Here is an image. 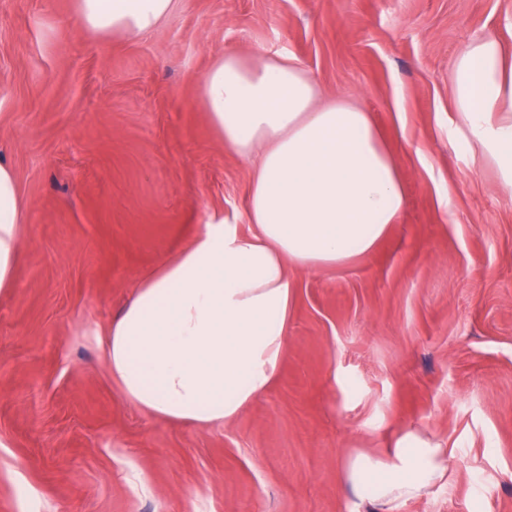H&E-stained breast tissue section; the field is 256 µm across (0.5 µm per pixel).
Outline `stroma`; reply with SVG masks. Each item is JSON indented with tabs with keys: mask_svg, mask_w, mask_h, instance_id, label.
<instances>
[{
	"mask_svg": "<svg viewBox=\"0 0 512 512\" xmlns=\"http://www.w3.org/2000/svg\"><path fill=\"white\" fill-rule=\"evenodd\" d=\"M74 4L0 0V159L29 206L0 294V512H368L344 467L409 429L448 475L400 512H512V190L448 91L472 38L512 55V0H176L131 37ZM226 52L293 55L357 101L406 198L373 253L298 276L270 388L197 430L131 406L99 340L208 215L250 229L251 169L198 99Z\"/></svg>",
	"mask_w": 512,
	"mask_h": 512,
	"instance_id": "35a3bbf8",
	"label": "stroma"
}]
</instances>
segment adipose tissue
<instances>
[{
	"label": "adipose tissue",
	"mask_w": 512,
	"mask_h": 512,
	"mask_svg": "<svg viewBox=\"0 0 512 512\" xmlns=\"http://www.w3.org/2000/svg\"><path fill=\"white\" fill-rule=\"evenodd\" d=\"M173 0H76L80 24L137 36ZM450 95L468 143L512 189V65L484 35L457 55ZM225 147L252 163L250 233L208 217L192 242L144 277L100 341L124 399L151 417L207 428L233 420L269 389L285 350L296 275L340 268L397 224L404 187L370 113L325 100L292 56L228 52L199 83ZM28 205L0 160V293L13 288ZM448 474V453L418 431L389 454L360 455L345 483L373 512H399Z\"/></svg>",
	"instance_id": "obj_1"
}]
</instances>
